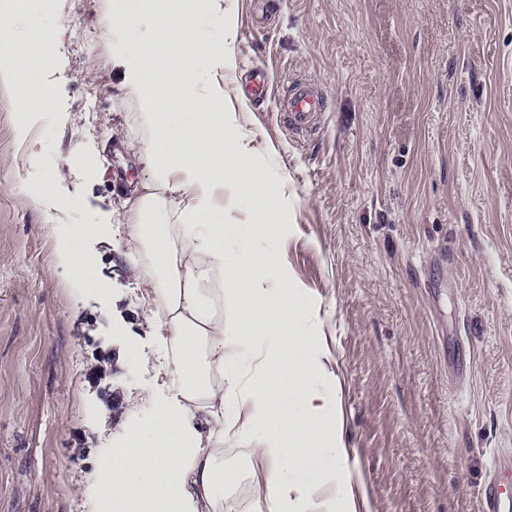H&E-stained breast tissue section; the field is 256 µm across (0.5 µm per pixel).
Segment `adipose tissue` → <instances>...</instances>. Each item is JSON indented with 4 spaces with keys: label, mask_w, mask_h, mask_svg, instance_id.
Returning <instances> with one entry per match:
<instances>
[{
    "label": "adipose tissue",
    "mask_w": 512,
    "mask_h": 512,
    "mask_svg": "<svg viewBox=\"0 0 512 512\" xmlns=\"http://www.w3.org/2000/svg\"><path fill=\"white\" fill-rule=\"evenodd\" d=\"M97 2L121 49L112 58L124 69L121 88L139 103L135 125L118 135L152 172L112 218L127 225V258L149 289L165 391L152 438L113 457L108 489L126 512H226L224 439L231 435L250 467L267 468L254 487L261 512H322L312 495L330 483L336 512H356L334 402L316 385L323 367L308 315L275 254L252 248L275 231L265 176H242L253 136L224 110L228 82L213 76L201 90L195 80L201 59L216 71L234 67L227 39L210 31L222 0H193L187 9L178 0H139L132 14ZM159 14L172 37L192 45L170 67L163 64L169 40L141 48L124 39L128 27ZM151 71L159 80L148 85ZM228 207L253 218L225 223ZM230 239L236 252L225 247ZM253 365L258 379L243 382Z\"/></svg>",
    "instance_id": "1"
}]
</instances>
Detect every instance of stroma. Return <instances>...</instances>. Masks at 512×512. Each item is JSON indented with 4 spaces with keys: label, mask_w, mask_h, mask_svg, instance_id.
<instances>
[{
    "label": "stroma",
    "mask_w": 512,
    "mask_h": 512,
    "mask_svg": "<svg viewBox=\"0 0 512 512\" xmlns=\"http://www.w3.org/2000/svg\"><path fill=\"white\" fill-rule=\"evenodd\" d=\"M47 111L0 82V512H101L102 463L146 435L154 331L110 213L146 180L112 138L117 89L94 0H54ZM252 171L272 246L337 399L358 512H480L512 452V0H228ZM266 69L267 100L248 72ZM324 108L291 129L281 81ZM89 256L56 266L58 245ZM230 512L257 507L232 439ZM270 79L266 70L256 68L249 72L246 78L245 90L252 100L264 99L268 96Z\"/></svg>",
    "instance_id": "obj_1"
}]
</instances>
